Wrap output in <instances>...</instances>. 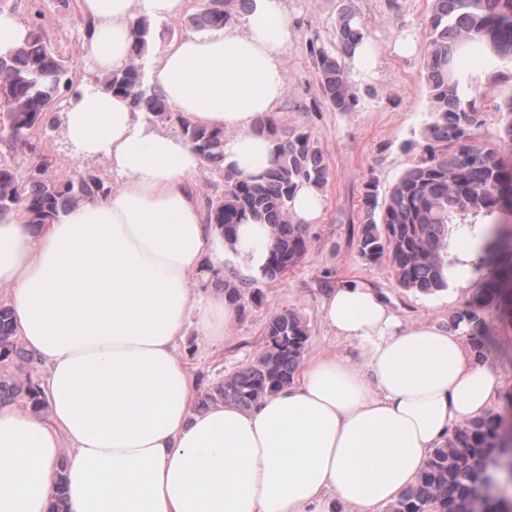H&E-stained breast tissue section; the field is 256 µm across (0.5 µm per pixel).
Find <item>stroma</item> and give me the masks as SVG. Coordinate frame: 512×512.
Segmentation results:
<instances>
[{
	"label": "stroma",
	"mask_w": 512,
	"mask_h": 512,
	"mask_svg": "<svg viewBox=\"0 0 512 512\" xmlns=\"http://www.w3.org/2000/svg\"><path fill=\"white\" fill-rule=\"evenodd\" d=\"M282 4L294 34L282 49L286 93L273 115L283 128L308 132L321 147L330 167L329 181L321 190L325 209L318 223L307 226L309 250L294 268L275 279L253 277L252 287L243 291L239 321L223 341L206 343L195 328H188L180 354L203 391L254 360L265 346L263 331L269 318L285 309L295 312L308 329L306 356L328 351L353 354V347L331 332L323 310L329 293L346 283L360 282L382 294L410 326L447 325L449 315L472 295L468 288L432 294L399 288L386 261L370 263L357 252L364 182L376 181L380 191H387L416 158L403 145L418 138L429 111L421 67L431 0H397L393 10L386 0H282ZM345 8L366 28L376 65L368 72L351 69L360 102L355 111L341 113L322 102L309 44L332 47L338 15ZM0 13L24 24L38 21L54 49L70 59L74 82L99 88L100 76L84 50L87 19L79 0H0ZM406 37L414 41V52L396 53V43ZM69 96V91L60 92L53 112L26 142L0 137V159L20 175L42 161L55 180L94 175L117 186L119 178L105 158L78 156L68 141L62 114Z\"/></svg>",
	"instance_id": "1"
}]
</instances>
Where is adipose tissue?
I'll use <instances>...</instances> for the list:
<instances>
[{
    "label": "adipose tissue",
    "instance_id": "adipose-tissue-1",
    "mask_svg": "<svg viewBox=\"0 0 512 512\" xmlns=\"http://www.w3.org/2000/svg\"><path fill=\"white\" fill-rule=\"evenodd\" d=\"M141 1L165 18L188 2L81 0L100 74L127 64ZM291 36L282 0H255L244 27L182 37L151 73L183 119L232 132L224 163L240 175L273 165L253 127L284 96ZM63 120L78 152L107 158L122 182L37 229L24 211L0 214V286L17 335L48 368L50 411L0 405V512H50L60 491L67 512H377L457 425L487 411L502 383L461 331L403 326L379 293L350 284L324 314L360 362L320 354L248 408L192 412L186 329L218 342L237 321L223 295L189 282H207L230 256L191 188L203 161L109 92L76 86ZM483 230L457 237L450 284L476 280ZM269 244L267 225L251 220L231 255L256 275Z\"/></svg>",
    "mask_w": 512,
    "mask_h": 512
}]
</instances>
